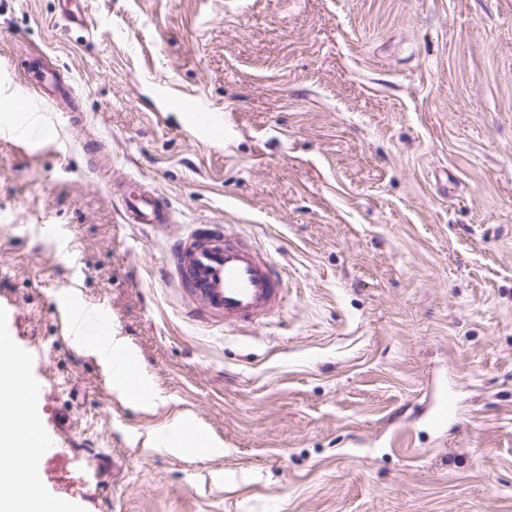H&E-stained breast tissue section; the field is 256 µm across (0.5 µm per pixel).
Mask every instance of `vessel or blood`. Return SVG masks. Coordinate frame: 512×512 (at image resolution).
I'll list each match as a JSON object with an SVG mask.
<instances>
[{"label":"vessel or blood","mask_w":512,"mask_h":512,"mask_svg":"<svg viewBox=\"0 0 512 512\" xmlns=\"http://www.w3.org/2000/svg\"><path fill=\"white\" fill-rule=\"evenodd\" d=\"M187 119L206 141L217 135L221 122L218 113L199 104L189 106ZM106 191L120 202L124 223L171 227L169 204L142 182H110ZM164 278L189 290L194 313L228 326H254L280 311L287 299L279 272L255 248L242 244L229 224H201L189 233L174 234ZM103 321L102 313L68 305L62 327L65 334L82 337Z\"/></svg>","instance_id":"vessel-or-blood-1"}]
</instances>
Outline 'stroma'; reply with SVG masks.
I'll use <instances>...</instances> for the list:
<instances>
[{"instance_id":"35a3bbf8","label":"stroma","mask_w":512,"mask_h":512,"mask_svg":"<svg viewBox=\"0 0 512 512\" xmlns=\"http://www.w3.org/2000/svg\"><path fill=\"white\" fill-rule=\"evenodd\" d=\"M0 0V328L44 395L39 490L69 512H512V0ZM53 64L76 104L37 89ZM223 113L204 144L185 120ZM236 224L288 304L184 316L170 244ZM152 407L118 399L68 295ZM458 409L433 421L442 388ZM208 448L163 442L176 415ZM106 191L122 206L123 221L127 224H146L153 229H172V210L159 195L137 180L105 182ZM63 331L71 337H82L90 326L97 332L104 322L101 312H91L86 306L64 305Z\"/></svg>"}]
</instances>
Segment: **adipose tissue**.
<instances>
[{
	"label": "adipose tissue",
	"mask_w": 512,
	"mask_h": 512,
	"mask_svg": "<svg viewBox=\"0 0 512 512\" xmlns=\"http://www.w3.org/2000/svg\"><path fill=\"white\" fill-rule=\"evenodd\" d=\"M22 363L0 342V447L10 449L0 463V512H53L55 503L38 490L35 438L24 425Z\"/></svg>",
	"instance_id": "adipose-tissue-1"
}]
</instances>
